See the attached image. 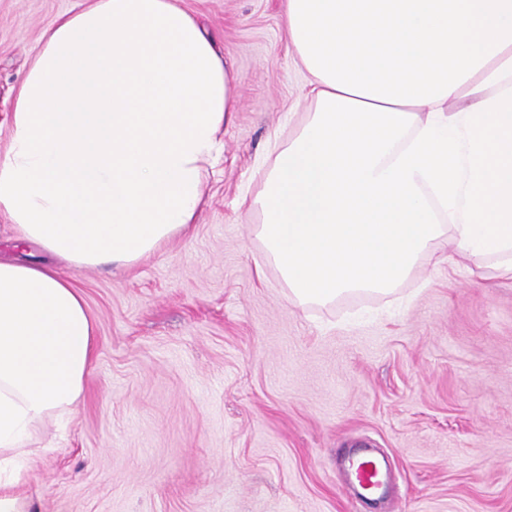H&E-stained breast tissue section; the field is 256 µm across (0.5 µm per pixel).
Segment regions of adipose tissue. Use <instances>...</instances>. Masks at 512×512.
I'll list each match as a JSON object with an SVG mask.
<instances>
[{
	"mask_svg": "<svg viewBox=\"0 0 512 512\" xmlns=\"http://www.w3.org/2000/svg\"><path fill=\"white\" fill-rule=\"evenodd\" d=\"M307 114L273 146L251 235L293 303L391 294L443 252L512 281V0H282ZM239 103L182 0H87L42 35L0 156V512L96 353L65 268L131 267L187 235Z\"/></svg>",
	"mask_w": 512,
	"mask_h": 512,
	"instance_id": "obj_1",
	"label": "adipose tissue"
}]
</instances>
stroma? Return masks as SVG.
Masks as SVG:
<instances>
[{
	"label": "stroma",
	"instance_id": "stroma-1",
	"mask_svg": "<svg viewBox=\"0 0 512 512\" xmlns=\"http://www.w3.org/2000/svg\"><path fill=\"white\" fill-rule=\"evenodd\" d=\"M81 0H0V155L43 32ZM239 110L193 232L72 277L97 352L65 429L39 433L31 512H363L336 462L393 475L374 512H512V281L426 260L392 294L289 301L249 234L271 142L305 112L280 0H183Z\"/></svg>",
	"mask_w": 512,
	"mask_h": 512
}]
</instances>
